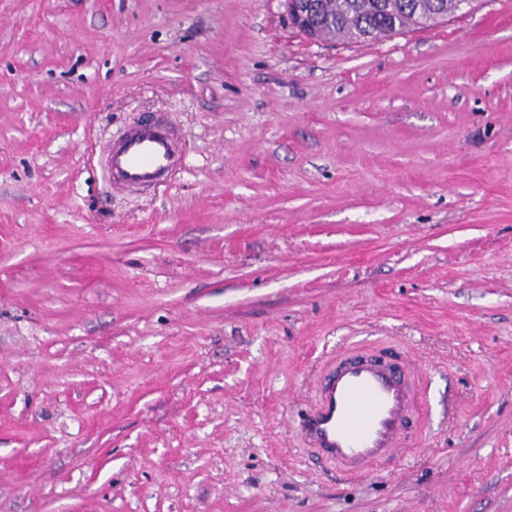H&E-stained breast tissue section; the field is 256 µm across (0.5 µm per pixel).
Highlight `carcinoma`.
Instances as JSON below:
<instances>
[{"label": "carcinoma", "instance_id": "obj_1", "mask_svg": "<svg viewBox=\"0 0 512 512\" xmlns=\"http://www.w3.org/2000/svg\"><path fill=\"white\" fill-rule=\"evenodd\" d=\"M309 6L319 34L343 43L392 37L436 23L432 7L443 15L458 12L459 0H301Z\"/></svg>", "mask_w": 512, "mask_h": 512}]
</instances>
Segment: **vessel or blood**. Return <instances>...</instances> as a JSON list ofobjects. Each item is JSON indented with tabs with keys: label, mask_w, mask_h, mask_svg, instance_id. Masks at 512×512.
I'll list each match as a JSON object with an SVG mask.
<instances>
[{
	"label": "vessel or blood",
	"mask_w": 512,
	"mask_h": 512,
	"mask_svg": "<svg viewBox=\"0 0 512 512\" xmlns=\"http://www.w3.org/2000/svg\"><path fill=\"white\" fill-rule=\"evenodd\" d=\"M177 129L166 116L129 126L106 157L113 187L140 192L164 184L181 166ZM417 368L377 357L349 356L323 377L315 404L298 422L321 460L350 477L373 473L406 443L418 411Z\"/></svg>",
	"instance_id": "obj_1"
}]
</instances>
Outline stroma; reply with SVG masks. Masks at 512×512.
<instances>
[{"label": "stroma", "instance_id": "1", "mask_svg": "<svg viewBox=\"0 0 512 512\" xmlns=\"http://www.w3.org/2000/svg\"><path fill=\"white\" fill-rule=\"evenodd\" d=\"M158 112L184 167L113 190ZM357 343L424 421L350 480L297 421ZM0 512H512V0H0ZM283 0L286 16L292 28L311 40H316V29L324 38L343 43H357L366 40L392 37L431 24H437L433 16H427L436 5L443 17L458 12L460 0H301L309 6L313 23L307 19L300 4ZM471 0H461L460 9L469 6ZM391 3L387 9L375 8L377 4ZM394 4V5H393ZM420 4L421 16L414 13V7ZM398 5V6H397ZM446 18V20H448Z\"/></svg>", "mask_w": 512, "mask_h": 512}]
</instances>
